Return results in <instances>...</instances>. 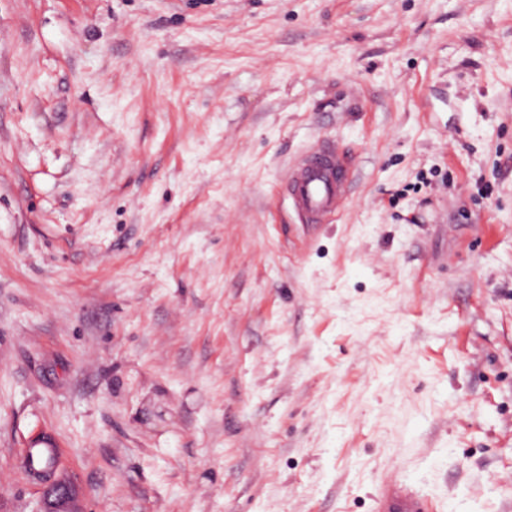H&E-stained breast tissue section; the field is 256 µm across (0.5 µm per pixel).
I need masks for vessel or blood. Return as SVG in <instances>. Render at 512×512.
I'll return each mask as SVG.
<instances>
[{
    "label": "vessel or blood",
    "instance_id": "1",
    "mask_svg": "<svg viewBox=\"0 0 512 512\" xmlns=\"http://www.w3.org/2000/svg\"><path fill=\"white\" fill-rule=\"evenodd\" d=\"M354 168L330 140L319 142L289 166L283 189L302 223L325 224L344 209ZM377 512H429V506L391 482L379 492Z\"/></svg>",
    "mask_w": 512,
    "mask_h": 512
}]
</instances>
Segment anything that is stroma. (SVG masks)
Instances as JSON below:
<instances>
[{
  "label": "stroma",
  "mask_w": 512,
  "mask_h": 512,
  "mask_svg": "<svg viewBox=\"0 0 512 512\" xmlns=\"http://www.w3.org/2000/svg\"><path fill=\"white\" fill-rule=\"evenodd\" d=\"M42 436L86 512H512V0H0V512ZM355 163L322 140L288 168L283 189L303 224H328L345 207ZM378 512H428L427 502L396 483H385L379 492Z\"/></svg>",
  "instance_id": "1"
}]
</instances>
